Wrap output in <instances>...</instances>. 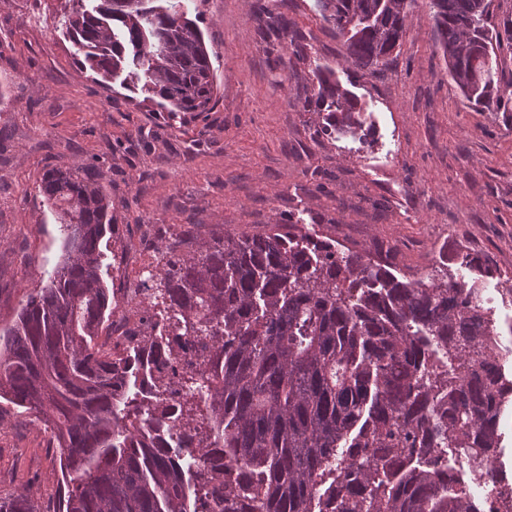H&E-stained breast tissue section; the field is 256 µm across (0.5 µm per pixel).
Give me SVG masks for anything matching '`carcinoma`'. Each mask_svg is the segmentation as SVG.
Wrapping results in <instances>:
<instances>
[{
	"label": "carcinoma",
	"instance_id": "1",
	"mask_svg": "<svg viewBox=\"0 0 512 512\" xmlns=\"http://www.w3.org/2000/svg\"><path fill=\"white\" fill-rule=\"evenodd\" d=\"M66 30L107 86L141 88L163 112H210L217 75L200 26L161 0H74ZM416 0H318L361 75L386 67ZM435 45L475 106L512 105L499 73L512 27L491 0H428ZM259 29L293 28L277 0ZM303 109L317 138L357 135L358 99L327 65ZM105 172L53 168L39 193L60 224L49 282L0 330V399L42 421L59 450L54 512H480L444 466L489 469L512 405L482 287L487 255H441L411 278L297 224L259 234L196 224L171 233L141 279L139 331L100 340L118 309L102 278L113 229ZM454 264L468 270L456 276ZM192 448L201 459L185 460ZM0 512H40L29 493Z\"/></svg>",
	"mask_w": 512,
	"mask_h": 512
}]
</instances>
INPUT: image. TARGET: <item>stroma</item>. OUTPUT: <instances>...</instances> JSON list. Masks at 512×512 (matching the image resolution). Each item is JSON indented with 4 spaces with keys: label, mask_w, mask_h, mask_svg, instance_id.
Returning <instances> with one entry per match:
<instances>
[{
    "label": "stroma",
    "mask_w": 512,
    "mask_h": 512,
    "mask_svg": "<svg viewBox=\"0 0 512 512\" xmlns=\"http://www.w3.org/2000/svg\"><path fill=\"white\" fill-rule=\"evenodd\" d=\"M258 0H181L217 68L209 112H159L144 94L100 86L65 32L69 0H0V327L11 324L60 255L43 206L44 171L103 165L114 229L104 280L139 278L175 224L259 233L295 221L416 277L464 248L496 262L486 284L503 347L512 348V112L474 108L435 49L417 0L397 57L352 80L345 47L317 0H283L309 58L263 38ZM364 105L365 141L314 138L301 103L311 59ZM50 433L31 415H0V498L60 492Z\"/></svg>",
    "instance_id": "1"
}]
</instances>
